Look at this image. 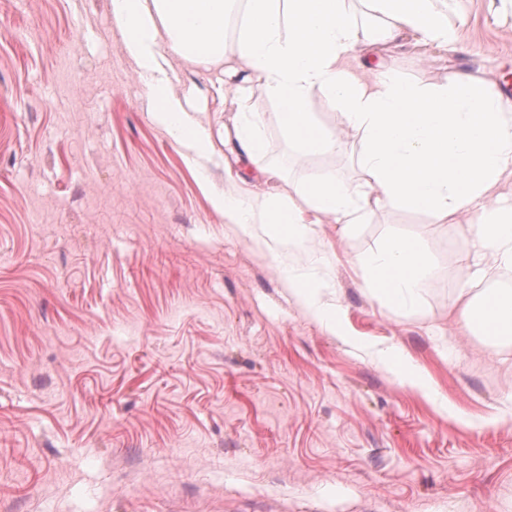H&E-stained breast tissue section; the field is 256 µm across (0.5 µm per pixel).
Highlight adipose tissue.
<instances>
[{"label":"adipose tissue","mask_w":512,"mask_h":512,"mask_svg":"<svg viewBox=\"0 0 512 512\" xmlns=\"http://www.w3.org/2000/svg\"><path fill=\"white\" fill-rule=\"evenodd\" d=\"M124 51L148 74L154 120L194 157L210 151L207 134L185 108L165 70L168 56L196 66H223L237 92V137L247 153L263 156L252 89L273 103L289 141L303 154L337 151L334 130L314 118L312 97L326 93L357 137V182L313 172L289 194L238 200L217 194L214 207L245 234L263 228L272 251L306 249L309 220L333 219L355 232L375 210L398 207L439 221L475 216L462 259L483 279L488 263L512 268V206L500 185L512 174V114L471 76L426 89L386 69L351 67L358 45L394 43L406 32L448 46L458 39L448 0H110ZM431 265L423 234L395 237L356 262L362 280L389 310L412 308ZM295 295L336 336L338 310L320 302L323 284L312 273L289 274ZM459 318L497 343L512 345V289L457 290Z\"/></svg>","instance_id":"ef3b65f1"}]
</instances>
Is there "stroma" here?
Returning <instances> with one entry per match:
<instances>
[{
	"label": "stroma",
	"instance_id": "obj_1",
	"mask_svg": "<svg viewBox=\"0 0 512 512\" xmlns=\"http://www.w3.org/2000/svg\"><path fill=\"white\" fill-rule=\"evenodd\" d=\"M449 16L455 46L409 32L361 64L425 87L465 70L491 93L512 83V0H450ZM169 66L205 158L152 120L110 0H0V512H512V347L458 319L464 225L387 207L272 255L214 194L284 193L309 170L356 181L353 132L316 92L343 144L301 154L257 91L267 152L250 157L219 70ZM421 231L420 303L388 311L354 260ZM291 270L329 283L344 337ZM384 347L434 397L379 363ZM288 280L295 295L318 315L331 333L339 338L344 337L339 311L325 307L320 302L324 285L319 278L314 273L294 274L288 271ZM380 361L404 384L418 389L425 395H433L430 379L415 364L404 359L396 350L388 348L381 352Z\"/></svg>",
	"mask_w": 512,
	"mask_h": 512
}]
</instances>
